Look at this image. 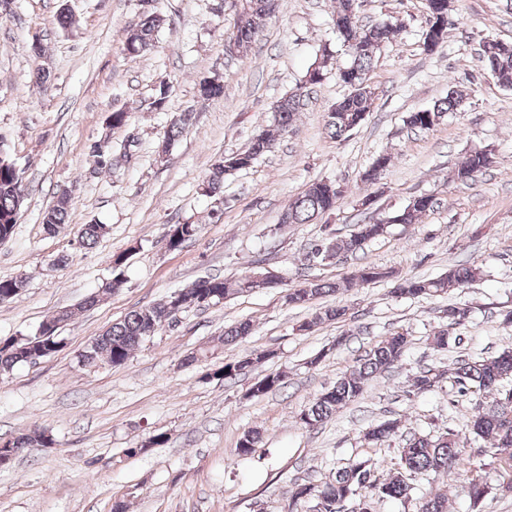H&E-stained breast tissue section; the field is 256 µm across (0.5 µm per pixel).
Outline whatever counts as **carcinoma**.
Segmentation results:
<instances>
[{"label":"carcinoma","mask_w":512,"mask_h":512,"mask_svg":"<svg viewBox=\"0 0 512 512\" xmlns=\"http://www.w3.org/2000/svg\"><path fill=\"white\" fill-rule=\"evenodd\" d=\"M271 0H236L235 17L231 40L238 45V52L247 54L252 42L265 26L262 16L265 6ZM358 0H337L336 14L333 18L336 33L341 38L349 56V64L338 72V79L349 93L333 103L327 111L326 128L336 139L345 136V128L359 127L370 112L375 99V89L369 84L370 70L377 51L391 41L399 32V26L390 21L363 24L359 20ZM164 19L155 13L145 12L138 21L126 29L123 37L124 51L132 55L150 52L155 46L156 33ZM478 61L503 87L512 88V43L487 41L480 46ZM197 95L205 99H215L223 95L224 84L212 77H203L196 84ZM305 97L303 88H298L282 97L275 106V123L279 131L286 132L293 126ZM464 95L457 90L448 91V95L437 101L430 109L411 112L406 124L421 131L432 129L449 112L461 107ZM192 112L184 111L172 115L160 144V152L166 153L169 147L182 137L190 128ZM274 139L267 132H260L252 138L248 148L220 157L212 165L211 173L204 183V191L215 198L224 197V177L236 171L250 168L255 161L271 151ZM492 162L491 151L476 150L468 154L457 169V180L468 183L476 181L489 168ZM25 200L22 178L15 175L8 156L0 160V242L8 241L13 233L21 206ZM339 196L330 194L327 181L318 180L309 184L289 204L282 217L284 224H309L318 217L336 208ZM72 198L66 191L57 195L55 203L43 212L44 230L52 234L64 223ZM432 207L429 196L403 208L394 219L400 224H414L419 216ZM388 225L356 224L350 235L335 241L333 255L354 254L384 236ZM201 231V225L185 222L170 226L168 244L178 249L195 238ZM108 234L104 224L91 222L83 225L78 243L86 248L96 244ZM479 268L474 263L459 264L448 269L436 279H405L398 284L396 292L407 297L437 295L464 286L474 279ZM389 277V272L376 265L366 264L355 269L351 276L333 283L307 281L297 288L285 289L286 302L295 307H305L321 296H339L354 283L376 282ZM241 278L226 279L219 277L203 278L191 286L174 291L153 305L130 311L122 320L112 324L99 335L100 346L90 350V354L80 355V361L94 366L105 359L114 366L125 364L133 352L148 337L155 335L167 321L166 306L174 302L187 301L190 298H204L206 304L216 305L223 300L246 292ZM346 307L334 306L321 308L312 318L302 324L305 330L325 322L341 318ZM468 317V309L450 306L446 312L447 323L434 332L432 344L441 350L448 345V336L455 326ZM252 325L248 321L235 323L224 329L222 342L231 344L246 339L251 334ZM408 344L402 334L387 336L374 345L357 361L354 368L329 389L319 394L314 402L302 411V424L314 427L335 415L341 408L358 400L365 392L370 379L387 371L400 362ZM61 347L57 334L49 336L31 335L20 338L9 337L0 340V376H5L19 365L27 364V357L40 353L46 358ZM264 353L251 351L234 362L221 363L214 372L215 379L232 381L251 372L261 362ZM450 378L459 385L460 392L471 393L479 401L488 403L485 409H478L469 418L471 434L483 442L477 453L492 449L501 456L508 469L512 470V351L504 350L494 356L471 358L460 357L448 371L427 369L415 373L411 378V387L418 391L434 388L442 379ZM286 375L270 373L257 380L251 390L253 396L262 397L285 384ZM400 421L387 419L369 427L364 440L375 445L396 436ZM45 429L34 428L27 433L6 440L21 453L27 448L45 446ZM261 443L260 432L249 430L239 439L237 454L248 456L256 451ZM462 452L461 437L453 430L438 435H412L404 440L396 463L390 468L387 477L377 479L376 464L364 460L355 461L341 467L331 478L320 483H296L291 489L292 502L314 500L315 512H339L337 506L349 502L350 512H377V504L384 498L407 501L411 498L412 487L409 477L414 474L448 472L454 468ZM503 494L512 492V475L503 478L496 486L477 474L469 483V496L473 505H479L492 491ZM417 512H448V496L439 491H430L418 503Z\"/></svg>","instance_id":"obj_1"}]
</instances>
